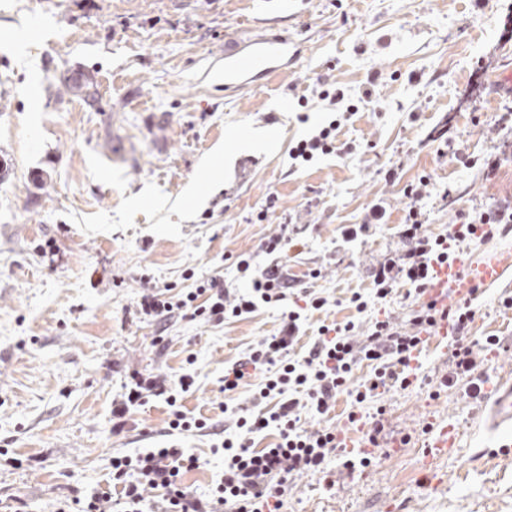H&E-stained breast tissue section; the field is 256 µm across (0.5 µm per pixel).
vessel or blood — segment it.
Listing matches in <instances>:
<instances>
[{
  "mask_svg": "<svg viewBox=\"0 0 512 512\" xmlns=\"http://www.w3.org/2000/svg\"><path fill=\"white\" fill-rule=\"evenodd\" d=\"M246 52L228 49L224 52V88L237 91L256 86L286 70L296 57L290 52L287 35L268 32L251 35ZM512 275V252L501 251L484 260L467 265L448 263L437 268L427 287L429 298L437 308L469 296L476 288H497ZM491 411V425L512 429V381L491 387L484 395Z\"/></svg>",
  "mask_w": 512,
  "mask_h": 512,
  "instance_id": "obj_1",
  "label": "vessel or blood"
}]
</instances>
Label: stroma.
Wrapping results in <instances>:
<instances>
[{"label": "stroma", "mask_w": 512, "mask_h": 512, "mask_svg": "<svg viewBox=\"0 0 512 512\" xmlns=\"http://www.w3.org/2000/svg\"><path fill=\"white\" fill-rule=\"evenodd\" d=\"M509 14L512 0H290L283 11L276 0H0V512H47L102 484L112 457L162 443L160 398L112 431L133 371L191 372L181 404L197 416L222 419L229 398L250 408L249 386L225 396L224 367L278 333L279 309L218 327L178 319L157 345L155 324L137 312L147 286L177 291L192 274L243 287L235 257L298 216L304 245L284 265L330 301L305 321L300 354L320 325L365 327L376 316L348 299L402 247L403 185L430 177L435 235L457 207L511 199L512 131L491 120L512 96L494 91L480 113L470 99L512 72ZM265 24L287 32L296 62L262 89L225 94V48ZM373 70L377 97L337 132L354 154L292 167L293 143L332 118L317 77L331 75L353 98ZM80 74L93 78L98 104L65 91L64 77ZM445 124L465 158L430 141ZM490 154L501 166L487 181L478 162ZM393 165L394 186L382 176ZM449 187L457 204L441 199ZM271 195L276 212L256 221ZM376 200L386 224L344 241ZM312 268L322 271L314 281ZM511 293L489 288L473 304L470 341L501 340L495 379L512 377V309L502 304ZM419 363L420 381L382 398L389 443L374 449V466L297 477L283 512H512V430L487 428L481 397L462 386L433 395L425 378L445 373L446 340L425 343ZM446 426L455 447L429 457ZM211 443L180 441L199 459L185 477L199 494L223 470Z\"/></svg>", "instance_id": "obj_1"}]
</instances>
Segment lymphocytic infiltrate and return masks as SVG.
Returning a JSON list of instances; mask_svg holds the SVG:
<instances>
[{"mask_svg": "<svg viewBox=\"0 0 512 512\" xmlns=\"http://www.w3.org/2000/svg\"><path fill=\"white\" fill-rule=\"evenodd\" d=\"M340 125V120L334 119L316 129L291 148L290 158L301 165L320 154L351 153L350 144L336 142ZM429 186V179L423 177L405 187L404 193L414 205L399 229L404 247L371 268L370 294L356 292L349 299L361 312L369 301L383 304L396 291L406 290L418 300L409 327H402L388 315L375 319L363 331L351 321L324 324L308 351L295 356L293 344L308 314L323 310L329 300L298 287L296 280L283 272V253L299 245L285 228L264 238L257 252L236 256V269L247 280L245 289L228 288L223 277L212 275L169 296L160 292L143 295L141 315L162 326L179 317L220 326L228 319L253 314L262 305L280 307L278 334L262 338L224 370V390L228 393L236 391L252 372H263L264 378L253 393V407L247 413L238 407H225L223 437L211 446L212 454L223 457L224 472L206 495L196 496L183 482L187 472L198 468V458L172 443L113 458L106 488L53 503L50 512H281L283 497L295 477L325 472L332 453L342 445L339 430L323 423L335 409L338 395L347 394L352 400L348 423L365 427L368 443L383 447L386 409L377 405L370 412L366 406L382 394L413 385L414 364L423 345L421 335L442 322L448 324L455 338L441 385L460 383L466 393L480 394L488 370L473 345L465 341L474 317L471 298L440 309L425 295L435 266L460 260L465 245L500 234L503 225L512 224V206L503 204L478 214L458 210L447 233L432 235L416 206L427 196ZM361 364L367 365L369 372L354 378ZM194 383L189 373L167 376L133 372L114 413L121 417L130 407L161 398L169 407L168 435L212 431L213 423L188 415L178 402ZM306 413L320 418V425L305 426L302 416ZM270 429L277 433L275 443L255 449V436Z\"/></svg>", "mask_w": 512, "mask_h": 512, "instance_id": "lymphocytic-infiltrate-1", "label": "lymphocytic infiltrate"}]
</instances>
